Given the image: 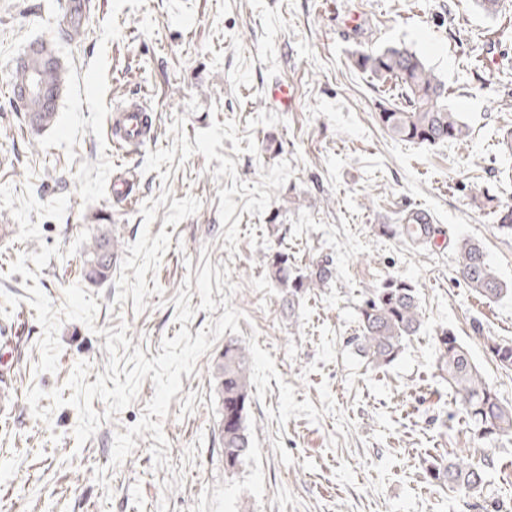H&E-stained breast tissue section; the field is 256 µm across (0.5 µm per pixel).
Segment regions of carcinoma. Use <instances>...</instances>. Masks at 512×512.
<instances>
[{
  "instance_id": "cac0c4a2",
  "label": "carcinoma",
  "mask_w": 512,
  "mask_h": 512,
  "mask_svg": "<svg viewBox=\"0 0 512 512\" xmlns=\"http://www.w3.org/2000/svg\"><path fill=\"white\" fill-rule=\"evenodd\" d=\"M355 66L370 74L393 98L378 104V121L392 137L425 146L462 141L470 126L462 113L448 104V85L415 51L399 45L362 51L355 55ZM36 78L46 96H33L21 103L22 112L35 114L31 127L37 131L54 125L59 98L65 83L64 70L53 49L44 42L34 43L19 57L13 70V84L24 85ZM493 214L502 231L512 232V206L496 204ZM112 228L96 224L86 248V276L98 282L112 268ZM456 273L464 284L488 302H496L512 292L491 266L485 248L477 240L463 238L454 245ZM267 265L275 281L288 286V305L310 287H325L333 279L332 264L323 261L309 274H295L288 265V254L275 252ZM423 320L416 288L398 278L385 279L359 308L356 337L358 345L377 368H386L399 357L405 341L419 334ZM490 354L504 369L512 368V343L487 341ZM436 361L442 379L453 390L458 411L469 425L473 438L495 445L512 437V404L504 402L495 387L486 382L472 363L468 351L451 330L436 337ZM249 356L239 342H224L215 365L213 381L224 406V469L232 472L252 452L246 427L250 405ZM432 477L446 481L451 488L474 492L485 484L486 471L479 465L450 461L430 463Z\"/></svg>"
}]
</instances>
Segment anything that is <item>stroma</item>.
I'll list each match as a JSON object with an SVG mask.
<instances>
[{
	"label": "stroma",
	"mask_w": 512,
	"mask_h": 512,
	"mask_svg": "<svg viewBox=\"0 0 512 512\" xmlns=\"http://www.w3.org/2000/svg\"><path fill=\"white\" fill-rule=\"evenodd\" d=\"M73 0H0V185L41 202L64 196L61 220L31 215L40 236L19 240L0 209V336L17 350L0 359V512H512V443L488 447L456 417L439 376L436 336L453 330L480 374L512 403V371L486 351L512 341V295L489 303L455 274L452 239L480 241L500 278L512 282V236L479 203L512 206V171L499 133L512 127V0L488 16L473 0H81L83 31L61 30ZM54 46L65 70L58 118L31 133L10 96L16 59L30 43ZM404 45L447 82L449 101L471 127L463 142L433 147L391 138L376 113L382 96L354 66L359 51ZM287 83L290 110L269 104ZM142 98L155 136L123 153L107 124L114 105ZM132 174L131 201L112 197V174ZM444 229L418 246L382 224L413 211ZM108 224L121 242L107 279L83 277L78 235ZM58 246L37 276L53 307L79 284L98 309L93 326L63 322L55 372L37 371L43 329L28 300L21 256ZM283 250L309 272L332 261L328 287L296 306L272 280L267 257ZM229 268L242 314L238 342L250 352L246 425L254 451L224 469L222 404L212 378L216 340L182 376L161 421L169 467H155L152 431L119 465L116 433L153 397L145 378L132 405L76 446L75 408L33 415L29 389H63L76 364L94 383L109 360L105 328L126 324L146 359L180 328L190 335L225 309L200 310L187 325L174 300L204 263ZM415 286L421 332L398 359L374 368L354 342L357 308L388 277ZM464 458L484 467V486L459 493L434 480L431 461ZM182 486L166 489L172 470Z\"/></svg>",
	"instance_id": "1"
}]
</instances>
